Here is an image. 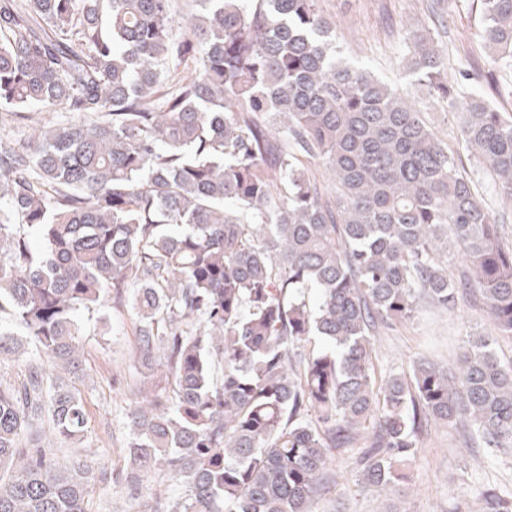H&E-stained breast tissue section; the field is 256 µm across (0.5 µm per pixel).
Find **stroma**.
<instances>
[{
    "instance_id": "35a3bbf8",
    "label": "stroma",
    "mask_w": 512,
    "mask_h": 512,
    "mask_svg": "<svg viewBox=\"0 0 512 512\" xmlns=\"http://www.w3.org/2000/svg\"><path fill=\"white\" fill-rule=\"evenodd\" d=\"M433 0H317L320 11L335 22L337 47L350 60L367 66L377 77L422 112L432 131L447 144L459 164L475 170L474 158L456 138L454 118L442 103L430 98L402 68L407 30L425 24L448 59V73L459 80L466 70L485 68V54L477 32L480 16L468 0H451L441 19L429 16ZM105 322L86 320L83 325L82 369L73 380L87 411L88 424L82 445L89 452L92 469H126L123 445L128 433L127 413L139 402L138 374L133 368L135 321L129 307L106 303ZM493 332L494 326L475 298L460 299L453 310L421 305L416 316L381 334V350L375 361L378 374L408 371L413 361L425 358L451 365L470 330ZM466 448L451 427L431 424L410 460V481L380 493L362 487L353 459L337 458L335 479L314 504V512H385L391 504L406 512H467L479 493L491 487L512 492V453L487 455L483 468L471 464ZM175 498L187 495L176 481L163 484L148 480L104 483L92 478L86 512H146L156 490Z\"/></svg>"
}]
</instances>
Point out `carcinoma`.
<instances>
[{
	"instance_id": "cac0c4a2",
	"label": "carcinoma",
	"mask_w": 512,
	"mask_h": 512,
	"mask_svg": "<svg viewBox=\"0 0 512 512\" xmlns=\"http://www.w3.org/2000/svg\"><path fill=\"white\" fill-rule=\"evenodd\" d=\"M194 2L178 37L174 0H0V108L84 118L0 143V315L52 367L0 381V512H85L88 461L39 440L84 436L62 374L80 371L79 313L107 298L132 309L151 388L127 414L130 472L100 479L188 485L153 512H311L338 454L391 489L432 422L512 450L494 337L470 336L447 370L373 363L381 330L464 291L512 337V249L474 180L414 105L336 55L317 0ZM476 8L488 65L512 70V0ZM403 68L512 203V113L449 83L422 29ZM23 348L0 325V357ZM479 501L512 512V494Z\"/></svg>"
}]
</instances>
